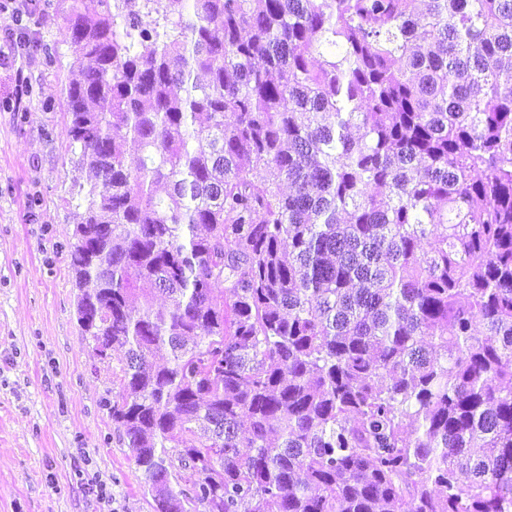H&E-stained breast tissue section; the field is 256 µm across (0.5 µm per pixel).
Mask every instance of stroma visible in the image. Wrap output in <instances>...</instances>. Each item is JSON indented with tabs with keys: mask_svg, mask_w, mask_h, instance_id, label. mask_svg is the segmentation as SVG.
Returning a JSON list of instances; mask_svg holds the SVG:
<instances>
[{
	"mask_svg": "<svg viewBox=\"0 0 512 512\" xmlns=\"http://www.w3.org/2000/svg\"><path fill=\"white\" fill-rule=\"evenodd\" d=\"M0 61V512H154L112 426L120 365L77 321L67 245L88 173L69 134L74 50L57 0H27Z\"/></svg>",
	"mask_w": 512,
	"mask_h": 512,
	"instance_id": "obj_1",
	"label": "stroma"
}]
</instances>
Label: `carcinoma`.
<instances>
[{
  "instance_id": "1",
  "label": "carcinoma",
  "mask_w": 512,
  "mask_h": 512,
  "mask_svg": "<svg viewBox=\"0 0 512 512\" xmlns=\"http://www.w3.org/2000/svg\"><path fill=\"white\" fill-rule=\"evenodd\" d=\"M63 2L156 512H512V0Z\"/></svg>"
}]
</instances>
